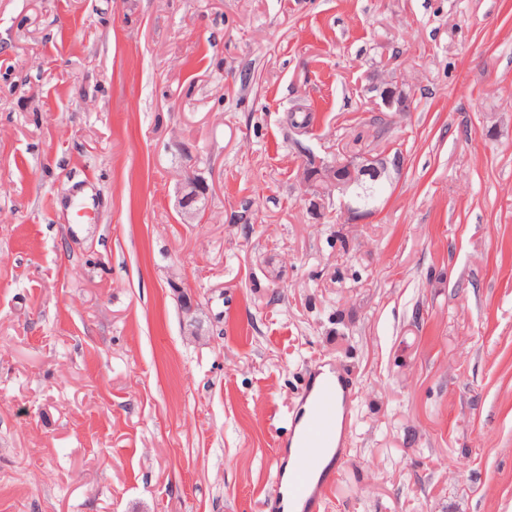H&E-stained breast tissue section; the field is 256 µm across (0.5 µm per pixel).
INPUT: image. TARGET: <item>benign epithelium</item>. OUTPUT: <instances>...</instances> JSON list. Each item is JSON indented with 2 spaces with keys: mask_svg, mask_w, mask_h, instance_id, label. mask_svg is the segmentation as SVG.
<instances>
[{
  "mask_svg": "<svg viewBox=\"0 0 512 512\" xmlns=\"http://www.w3.org/2000/svg\"><path fill=\"white\" fill-rule=\"evenodd\" d=\"M380 106L388 112H406L411 103V95L402 86L387 80L375 81ZM403 155L383 153L367 156L360 161L324 162L310 157L303 164L300 178L305 187V200L310 213L321 215L326 200L338 194L350 196L346 204L351 221L357 223L375 213L381 191L393 185L403 169ZM190 191L178 201L179 208L190 218L200 215L194 204L195 194L207 192L208 186L194 178L188 180ZM173 291L184 302L182 312L183 327L190 336L204 335V321L201 317L198 298L195 292L177 280H171Z\"/></svg>",
  "mask_w": 512,
  "mask_h": 512,
  "instance_id": "benign-epithelium-1",
  "label": "benign epithelium"
}]
</instances>
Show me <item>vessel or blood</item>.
<instances>
[{"label": "vessel or blood", "instance_id": "b4317fda", "mask_svg": "<svg viewBox=\"0 0 512 512\" xmlns=\"http://www.w3.org/2000/svg\"><path fill=\"white\" fill-rule=\"evenodd\" d=\"M351 392V379L337 370L310 374L303 394L307 414L287 440L294 460L287 472L276 473L273 489L264 500L265 512H291L300 504L310 512H324L325 461L331 450L345 443Z\"/></svg>", "mask_w": 512, "mask_h": 512}]
</instances>
